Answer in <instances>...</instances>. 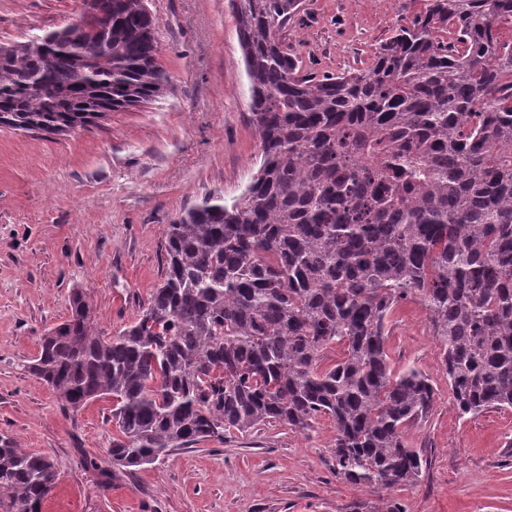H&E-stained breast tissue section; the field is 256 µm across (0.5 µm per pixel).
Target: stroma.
Here are the masks:
<instances>
[{"label": "stroma", "mask_w": 512, "mask_h": 512, "mask_svg": "<svg viewBox=\"0 0 512 512\" xmlns=\"http://www.w3.org/2000/svg\"><path fill=\"white\" fill-rule=\"evenodd\" d=\"M169 92L69 134L0 128V433L47 457L59 480L43 512H375L376 492L329 467L334 422L304 432L278 423L208 440L136 471L113 467L110 399L64 409L29 370L40 338L71 314L80 288L99 330L135 320L163 270L173 223L202 197L232 202L260 147L228 0H145ZM84 0H0V45L75 22ZM401 15L400 0H301L281 32L307 72L369 63ZM392 366L429 378L428 417L403 439L430 465L420 482L388 490L404 512H512V408L458 417L441 346L425 310L394 308Z\"/></svg>", "instance_id": "obj_1"}]
</instances>
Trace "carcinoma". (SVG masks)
<instances>
[{
    "mask_svg": "<svg viewBox=\"0 0 512 512\" xmlns=\"http://www.w3.org/2000/svg\"><path fill=\"white\" fill-rule=\"evenodd\" d=\"M300 0H237L259 166L232 204L168 225L165 272L132 323L103 335L85 292L31 370L62 406L112 398L107 463L142 469L261 423L336 425V478L383 496L427 460L403 441L434 397L391 366L389 315L419 299L459 417L512 408V0H407L365 69L316 76L280 35ZM0 53V125L53 134L162 97L144 0H96ZM341 345L325 365L322 352ZM50 461L0 435V497L41 512Z\"/></svg>",
    "mask_w": 512,
    "mask_h": 512,
    "instance_id": "carcinoma-1",
    "label": "carcinoma"
}]
</instances>
